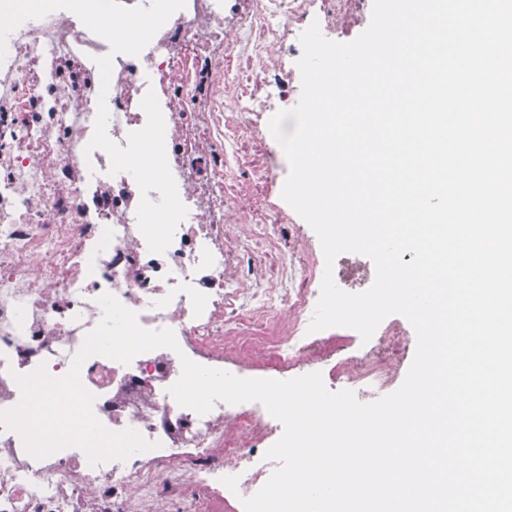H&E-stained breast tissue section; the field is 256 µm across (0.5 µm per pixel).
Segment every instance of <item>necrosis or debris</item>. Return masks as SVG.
Masks as SVG:
<instances>
[{
	"instance_id": "1",
	"label": "necrosis or debris",
	"mask_w": 512,
	"mask_h": 512,
	"mask_svg": "<svg viewBox=\"0 0 512 512\" xmlns=\"http://www.w3.org/2000/svg\"><path fill=\"white\" fill-rule=\"evenodd\" d=\"M369 0H186L139 55H116L108 91L71 11L29 20L6 39L0 60V411L20 400L14 374L38 365L67 373L102 318L110 293L141 327L174 331L179 351L159 348L130 364L93 355L80 378L106 428H131L154 447L90 465L75 447L30 456L20 435L0 428V512H243L276 468L255 465L282 435L258 402H216L198 414L170 387L181 357L216 369L259 351L270 378L305 375L303 352L335 337L308 333L321 282L305 230L280 186L279 145L271 117L297 104L300 34L318 23L326 38L364 13ZM154 90L165 120L170 170L187 215L164 253L139 230L140 190L110 158L89 150L98 96L109 102L107 134L126 145L147 116ZM329 367L347 389L383 390L387 340ZM237 477L229 490L224 477Z\"/></svg>"
}]
</instances>
